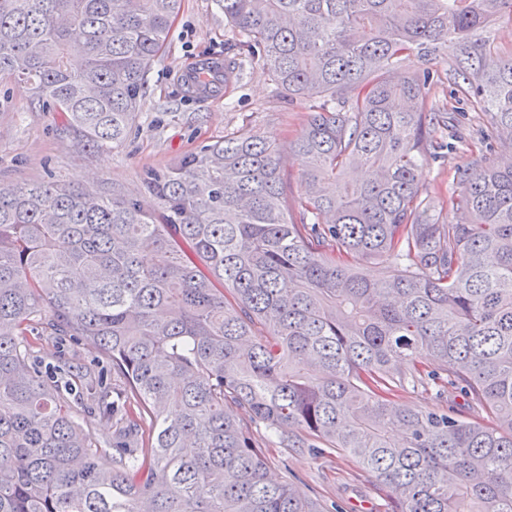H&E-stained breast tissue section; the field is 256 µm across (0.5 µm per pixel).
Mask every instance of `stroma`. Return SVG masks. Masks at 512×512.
Masks as SVG:
<instances>
[{"mask_svg": "<svg viewBox=\"0 0 512 512\" xmlns=\"http://www.w3.org/2000/svg\"><path fill=\"white\" fill-rule=\"evenodd\" d=\"M233 32L217 0H184L166 53L150 70L140 116L124 141L100 150L83 146L58 112L31 103V95L9 79H0V182H39L52 178L76 185L112 184L139 193L145 209L153 198L142 193L146 171L167 168L185 154L223 137L232 129H251L283 148L281 167L288 192L296 194L301 173L293 142L303 129L309 99L282 103L270 78L248 72L228 95L185 97L183 71L198 59L224 49ZM461 142L437 161L425 164L421 183L437 213L447 215L448 198L457 189L456 172L480 146L475 112L457 102ZM34 361L44 378L63 382L95 367L104 385L125 386L97 351L48 336H29ZM271 477L299 486L309 497L338 512H383L382 486L354 458L343 453L314 456L293 448L266 451Z\"/></svg>", "mask_w": 512, "mask_h": 512, "instance_id": "obj_1", "label": "stroma"}]
</instances>
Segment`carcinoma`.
Masks as SVG:
<instances>
[{
    "label": "carcinoma",
    "instance_id": "obj_1",
    "mask_svg": "<svg viewBox=\"0 0 512 512\" xmlns=\"http://www.w3.org/2000/svg\"><path fill=\"white\" fill-rule=\"evenodd\" d=\"M224 65L305 96L288 202L279 146L245 129L143 178L156 200L48 179L0 183V512H328L273 481L253 429L339 449L388 512H512V54L488 36L512 0H220ZM182 0H0V77L64 114L86 146L121 143ZM472 102L482 145L433 214L431 68ZM390 271L365 277L361 260ZM89 345L139 412L91 370L119 425L98 447L33 362L35 328ZM440 365L433 369L424 359ZM460 392L485 413L401 405ZM244 410L239 416L229 405ZM395 399L401 404L418 407L427 411H438L446 409L448 406V410L452 408L455 411L460 410L468 417L483 415L481 411L473 412L471 409H468L466 401L459 393L456 394L454 400H448V403H446V401L439 399L433 388H423L420 386L412 388L411 386H407L397 392Z\"/></svg>",
    "mask_w": 512,
    "mask_h": 512
}]
</instances>
